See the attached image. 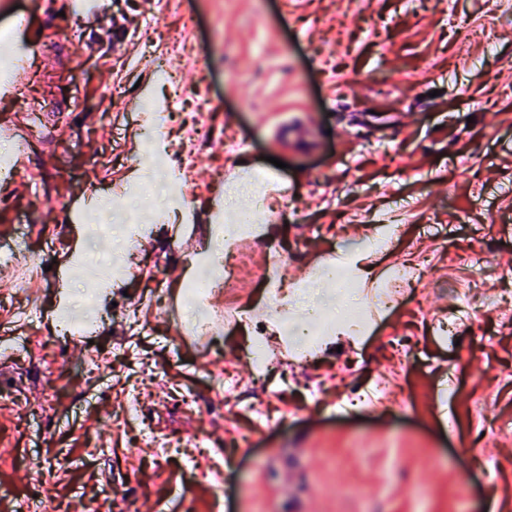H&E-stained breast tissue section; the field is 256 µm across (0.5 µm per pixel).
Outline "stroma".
I'll return each mask as SVG.
<instances>
[{
    "mask_svg": "<svg viewBox=\"0 0 512 512\" xmlns=\"http://www.w3.org/2000/svg\"><path fill=\"white\" fill-rule=\"evenodd\" d=\"M67 2L0 0V64L18 15L40 47L0 96V128L39 127L28 170L0 188V226L23 222L24 253L44 269L0 282V347L16 351L0 358V512H78L91 479L111 512H512V0H105L89 20ZM144 100L170 116L149 140ZM275 158L294 207L268 198L265 214L282 223L240 236L239 252L279 248L293 285L313 278L312 245L361 281L401 261L426 273L416 302L318 344V363L292 360L281 331L285 358L260 373L239 352L247 323L221 353L174 348L184 328L155 288L194 275L182 257L207 248L230 177ZM161 167L168 196L152 177ZM106 200L121 223L150 224L151 238L93 294ZM387 224L400 233L382 252L339 246ZM73 248L81 262L63 295L55 273ZM452 301L455 338L434 328ZM70 309L100 318L95 346L53 347ZM392 333L413 352L385 351ZM92 366L95 378L72 384L71 370ZM226 372L241 387L229 399L210 388ZM340 379L370 383L380 403L412 389L410 409L346 414ZM181 387L201 395L195 410ZM136 390L138 411L120 422ZM142 434L151 447L137 446ZM476 437L486 467L466 500L454 453Z\"/></svg>",
    "mask_w": 512,
    "mask_h": 512,
    "instance_id": "obj_1",
    "label": "stroma"
}]
</instances>
